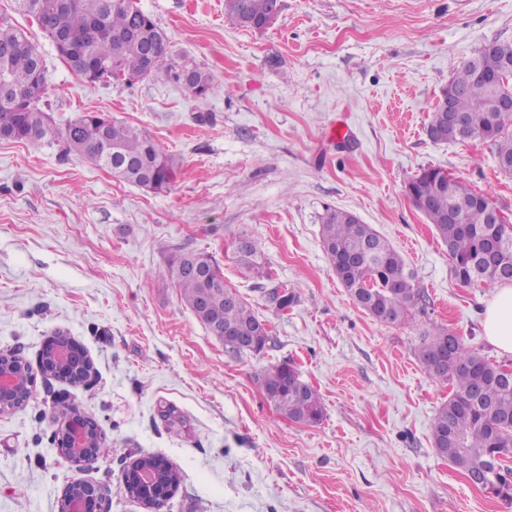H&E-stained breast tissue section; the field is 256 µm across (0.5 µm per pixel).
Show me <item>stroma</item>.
Masks as SVG:
<instances>
[{
	"instance_id": "1",
	"label": "stroma",
	"mask_w": 512,
	"mask_h": 512,
	"mask_svg": "<svg viewBox=\"0 0 512 512\" xmlns=\"http://www.w3.org/2000/svg\"><path fill=\"white\" fill-rule=\"evenodd\" d=\"M182 60L208 71L205 98L160 80L87 82L36 21L0 0L47 72L56 126L99 112L147 131L177 178L151 192L66 154L0 141V352L37 367L64 331L88 353V380L37 376L27 405L0 415V512H57L64 485H98L107 512H144L127 466L168 460L180 484L161 512H512L432 446L448 384L413 354L426 324L447 326L497 364L483 332L495 294L462 286L448 250L406 193L436 167L490 193L512 219V176L489 143L438 144L430 115L455 70L484 44L512 42V0H283L268 28L228 21L224 0H135ZM345 138L332 142V126ZM356 215L417 271L426 311L390 325L358 308L322 247L326 208ZM256 240L267 277L244 275L231 233ZM211 254L268 325L273 344L237 354L163 279L172 256ZM294 287L288 309L267 296ZM290 362L321 395L316 425L265 396ZM98 423L108 456L78 469L52 442L63 406Z\"/></svg>"
}]
</instances>
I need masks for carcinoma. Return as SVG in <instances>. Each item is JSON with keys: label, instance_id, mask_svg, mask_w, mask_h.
I'll list each match as a JSON object with an SVG mask.
<instances>
[{"label": "carcinoma", "instance_id": "1", "mask_svg": "<svg viewBox=\"0 0 512 512\" xmlns=\"http://www.w3.org/2000/svg\"><path fill=\"white\" fill-rule=\"evenodd\" d=\"M17 7L44 27L48 17L54 32L72 51L58 52L59 58L80 73L82 56L103 64L97 82L123 80L127 85L161 79L181 85L194 96L205 98L217 92L209 72L193 69L194 81L183 79L190 67L174 53L166 33L134 0H24ZM282 10L280 0H226L227 16L240 26L262 30ZM497 50L484 45L464 62L446 87L453 96L463 127L448 134L450 142L481 140L495 146L497 162L512 164V111L498 103L512 97V73L486 80L479 72L491 68ZM155 68L145 72L148 56ZM7 95L0 98V140L39 146L48 138L58 139L65 152L107 169L128 184L149 191H163L176 179V163L143 129L85 112L64 127L52 125L41 102L47 75L40 54L25 33L0 16V82ZM438 168H426L408 187L411 201L433 224L441 240L451 248L452 272L461 284L492 286L504 282L498 267H512V245L487 257L490 238L506 229L487 224L485 208L491 198L453 180L442 188ZM322 246L341 285L355 302L377 321L408 325L416 313L425 312L426 299L418 285L417 272L409 269L402 255L367 224L351 213L328 208L322 217ZM238 262L251 272L259 269L258 245L235 238ZM491 260L483 276L473 280L475 262ZM178 288L180 299L212 335L213 324L236 338L258 340L259 350L272 342L261 335L260 319L253 307L224 282V275L211 255L203 252L180 254L162 273ZM278 308L286 309L292 293L288 285L275 284L268 292ZM414 355L432 378L448 383V401L438 410L432 427L433 445L461 471L482 469L499 455L489 472L491 486L505 488L512 499V386L499 380L500 365L468 347L445 326L433 325L419 334ZM301 374L290 363L267 369L261 379L266 397L288 419L312 425L324 411L319 394L300 384Z\"/></svg>", "mask_w": 512, "mask_h": 512}]
</instances>
